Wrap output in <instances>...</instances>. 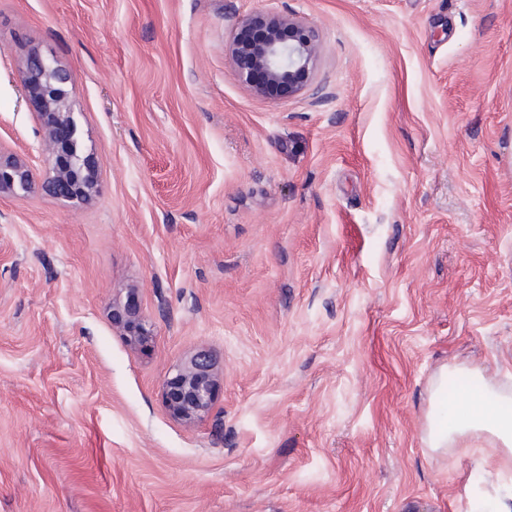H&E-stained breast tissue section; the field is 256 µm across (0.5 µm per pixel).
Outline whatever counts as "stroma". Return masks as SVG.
Masks as SVG:
<instances>
[{"label":"stroma","mask_w":512,"mask_h":512,"mask_svg":"<svg viewBox=\"0 0 512 512\" xmlns=\"http://www.w3.org/2000/svg\"><path fill=\"white\" fill-rule=\"evenodd\" d=\"M261 10L320 33L294 96L231 62ZM32 49L98 188L0 196V512H474L512 481L422 444L440 370L512 390V0H0V141L40 175ZM202 350L187 425L163 384ZM112 326L134 348L153 343L154 336L141 316L137 297L129 294L123 303L112 305ZM218 376L212 355L200 351L166 378L164 397L170 415L194 423L208 415L213 407Z\"/></svg>","instance_id":"1"}]
</instances>
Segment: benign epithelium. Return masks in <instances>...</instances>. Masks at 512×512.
Here are the masks:
<instances>
[{
    "label": "benign epithelium",
    "instance_id": "1",
    "mask_svg": "<svg viewBox=\"0 0 512 512\" xmlns=\"http://www.w3.org/2000/svg\"><path fill=\"white\" fill-rule=\"evenodd\" d=\"M230 53L240 80L253 95L290 97L308 84L316 70L318 33L293 18L260 12L238 23ZM73 81L72 72L55 60L39 52L27 57L21 82L42 103L41 155L47 177L38 182L28 162L0 143V195L25 199L45 192L57 199L82 201L89 189L96 188L94 183L86 187L92 171L81 151L77 120L68 101ZM112 326L134 348L153 343L133 294L112 305ZM217 386L212 355L195 353L164 382L170 415L186 423L202 419L213 407Z\"/></svg>",
    "mask_w": 512,
    "mask_h": 512
}]
</instances>
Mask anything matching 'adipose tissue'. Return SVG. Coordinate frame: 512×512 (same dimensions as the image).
<instances>
[{"label":"adipose tissue","instance_id":"obj_1","mask_svg":"<svg viewBox=\"0 0 512 512\" xmlns=\"http://www.w3.org/2000/svg\"><path fill=\"white\" fill-rule=\"evenodd\" d=\"M448 389V374L440 372L429 394L423 443L431 451L447 450L454 444L480 438L500 448L504 465L512 464V400L496 404L488 396L467 391V401L460 406L443 401Z\"/></svg>","mask_w":512,"mask_h":512}]
</instances>
